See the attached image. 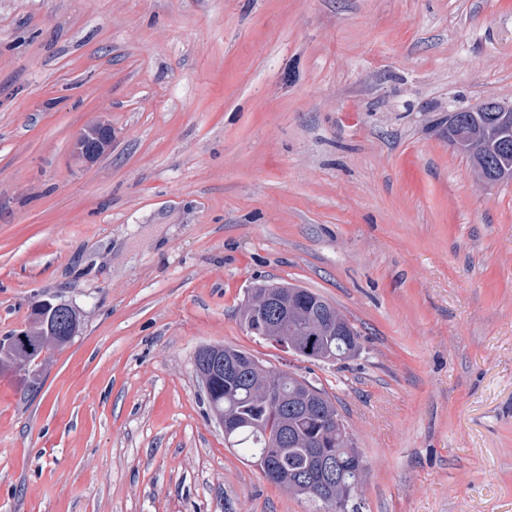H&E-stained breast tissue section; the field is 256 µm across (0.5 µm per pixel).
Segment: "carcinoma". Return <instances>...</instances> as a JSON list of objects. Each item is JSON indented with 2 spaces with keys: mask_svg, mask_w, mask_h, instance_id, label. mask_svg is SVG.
<instances>
[{
  "mask_svg": "<svg viewBox=\"0 0 512 512\" xmlns=\"http://www.w3.org/2000/svg\"><path fill=\"white\" fill-rule=\"evenodd\" d=\"M462 154L475 159L496 176L501 177L512 171V138L479 148L473 154L468 150L462 151ZM304 298L301 311L283 324L288 336L293 338L300 335L298 329L319 316V302L322 301L343 325V329L336 332L324 325L315 337L325 362L337 363L357 356L360 351V333L350 320L317 292L308 289ZM239 317L248 333L261 338L268 332L266 321L262 316L252 314L249 302L241 305ZM79 329L80 321L64 319L49 330L41 319V313L35 310L27 338L38 343L43 350L60 348L70 343ZM227 349L246 362L245 379L237 388L228 387L223 380L213 381L208 403L237 422V430L230 439L229 447L237 450L254 466L264 457L277 459L288 470V480L279 483V487L291 495L318 504L317 512H358L353 498L363 483L366 464L329 395L317 387L307 390L309 382L305 378L268 366L245 350L231 345ZM274 390H280L288 396V412L270 406L269 397ZM298 397L315 399L316 408L305 411L297 407ZM283 427L288 429V435L291 436L286 448L281 445L280 430ZM317 445L338 451L336 494L330 505L314 493L304 490L297 479L298 473L307 466L306 449Z\"/></svg>",
  "mask_w": 512,
  "mask_h": 512,
  "instance_id": "cac0c4a2",
  "label": "carcinoma"
}]
</instances>
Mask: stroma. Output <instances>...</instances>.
Segmentation results:
<instances>
[{"label":"stroma","mask_w":512,"mask_h":512,"mask_svg":"<svg viewBox=\"0 0 512 512\" xmlns=\"http://www.w3.org/2000/svg\"><path fill=\"white\" fill-rule=\"evenodd\" d=\"M488 99L512 0H0V340L81 313L0 371V512H310L225 448L194 366L225 344L335 401L359 512H512V181L448 143ZM275 281L360 355L247 333ZM112 148V126L101 121L88 126L75 141V156L86 163H93ZM80 329V321H67L63 319L57 323L56 327L50 331L41 319V312L33 310V321L27 332V338L41 346V349L64 347L70 343L77 335Z\"/></svg>","instance_id":"obj_1"}]
</instances>
